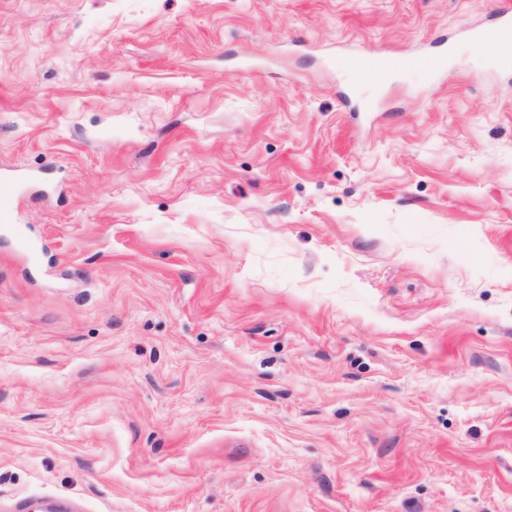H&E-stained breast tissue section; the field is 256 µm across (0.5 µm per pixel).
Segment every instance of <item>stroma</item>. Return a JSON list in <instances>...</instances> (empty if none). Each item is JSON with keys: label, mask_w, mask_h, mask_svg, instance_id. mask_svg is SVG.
I'll list each match as a JSON object with an SVG mask.
<instances>
[{"label": "stroma", "mask_w": 512, "mask_h": 512, "mask_svg": "<svg viewBox=\"0 0 512 512\" xmlns=\"http://www.w3.org/2000/svg\"><path fill=\"white\" fill-rule=\"evenodd\" d=\"M495 3L0 0V505L512 512ZM340 66L363 79L373 78L371 66L365 55L360 51H347L341 58ZM37 175H30L14 170L0 168V222H12L11 201L18 194L21 185L30 179H38Z\"/></svg>", "instance_id": "obj_1"}]
</instances>
